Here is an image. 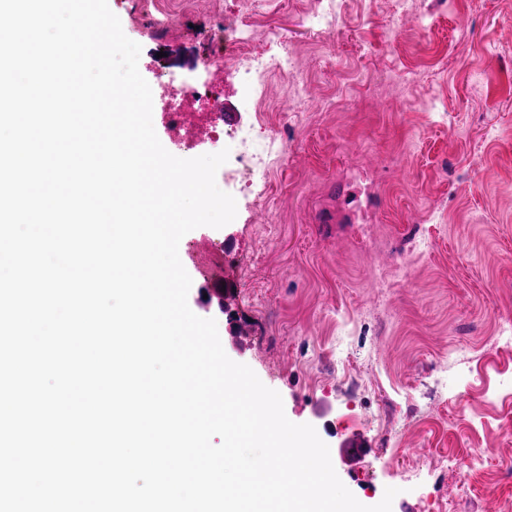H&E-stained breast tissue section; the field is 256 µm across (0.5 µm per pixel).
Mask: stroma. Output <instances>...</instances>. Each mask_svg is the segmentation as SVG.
Segmentation results:
<instances>
[{"instance_id": "1", "label": "stroma", "mask_w": 512, "mask_h": 512, "mask_svg": "<svg viewBox=\"0 0 512 512\" xmlns=\"http://www.w3.org/2000/svg\"><path fill=\"white\" fill-rule=\"evenodd\" d=\"M141 2L108 5L141 45L148 83L162 65L198 76L199 43L223 55L237 0H161L162 27ZM311 2L255 0V25L299 47L310 100L289 111L293 87L272 77L260 121L249 82L225 83L249 129L225 138L217 171L237 216L181 239L189 306L216 320L227 356L281 395L291 422L332 448L365 441L363 462L332 461L362 504L394 487L392 512H512V347L495 344L512 322V0H343L330 35L305 22ZM282 122L292 147L262 199L240 161ZM214 237L224 255L204 277L190 255ZM474 448L486 451L477 463ZM448 454L458 465L437 477Z\"/></svg>"}]
</instances>
